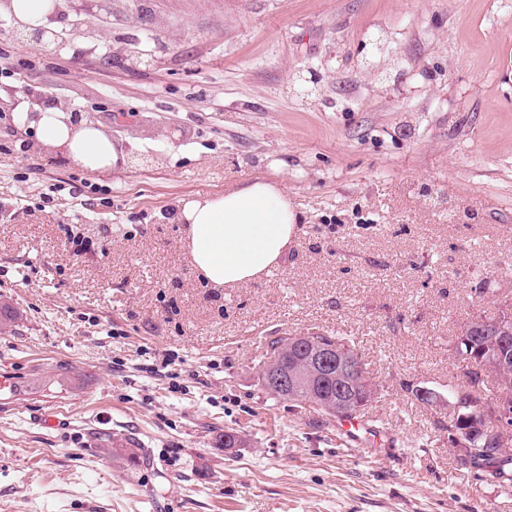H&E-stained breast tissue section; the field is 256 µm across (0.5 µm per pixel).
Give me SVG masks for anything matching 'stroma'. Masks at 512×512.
I'll list each match as a JSON object with an SVG mask.
<instances>
[{
    "label": "stroma",
    "instance_id": "stroma-1",
    "mask_svg": "<svg viewBox=\"0 0 512 512\" xmlns=\"http://www.w3.org/2000/svg\"><path fill=\"white\" fill-rule=\"evenodd\" d=\"M49 21L58 47L24 44L0 9V512H512L458 467L446 399L460 325L512 305V0H57ZM20 95L152 165L44 151ZM259 178L284 179L296 237L207 282L171 215ZM313 332L381 383L378 453L261 387L265 338Z\"/></svg>",
    "mask_w": 512,
    "mask_h": 512
}]
</instances>
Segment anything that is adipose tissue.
Returning <instances> with one entry per match:
<instances>
[{"instance_id": "ef3b65f1", "label": "adipose tissue", "mask_w": 512, "mask_h": 512, "mask_svg": "<svg viewBox=\"0 0 512 512\" xmlns=\"http://www.w3.org/2000/svg\"><path fill=\"white\" fill-rule=\"evenodd\" d=\"M16 112L41 147L66 153L84 169L108 171L126 159L104 129L87 121L73 123L69 111L56 101L33 108L22 101ZM175 220L189 227L194 267L223 286L249 282L278 265L302 218L286 186L258 179L182 201Z\"/></svg>"}]
</instances>
